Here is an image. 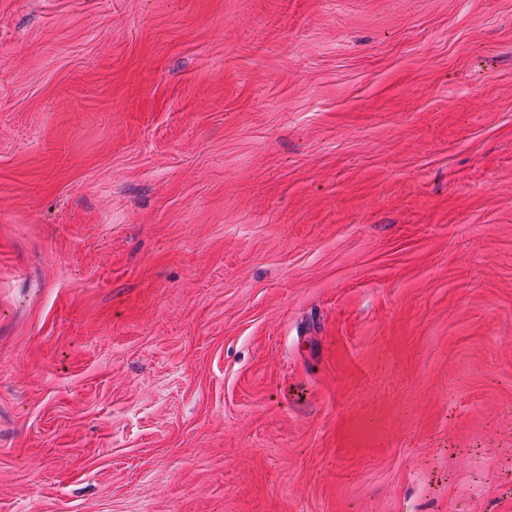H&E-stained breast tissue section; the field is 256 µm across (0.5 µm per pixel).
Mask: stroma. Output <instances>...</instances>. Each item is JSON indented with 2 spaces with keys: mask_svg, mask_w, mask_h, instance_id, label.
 <instances>
[{
  "mask_svg": "<svg viewBox=\"0 0 512 512\" xmlns=\"http://www.w3.org/2000/svg\"><path fill=\"white\" fill-rule=\"evenodd\" d=\"M0 512H512V0H0Z\"/></svg>",
  "mask_w": 512,
  "mask_h": 512,
  "instance_id": "stroma-1",
  "label": "stroma"
}]
</instances>
